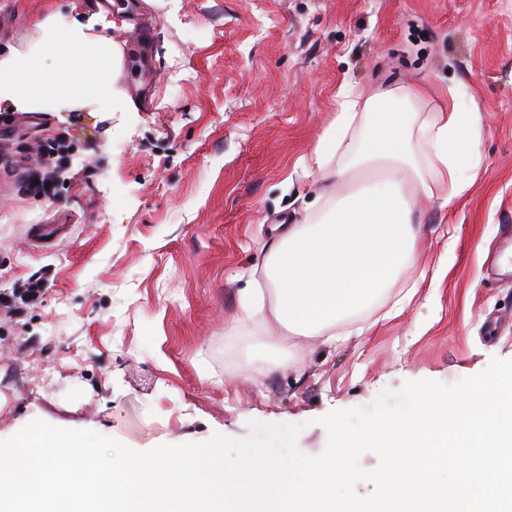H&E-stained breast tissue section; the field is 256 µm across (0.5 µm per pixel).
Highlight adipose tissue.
<instances>
[{
	"label": "adipose tissue",
	"mask_w": 512,
	"mask_h": 512,
	"mask_svg": "<svg viewBox=\"0 0 512 512\" xmlns=\"http://www.w3.org/2000/svg\"><path fill=\"white\" fill-rule=\"evenodd\" d=\"M37 26L42 38L34 48L0 57V103L38 111L52 102L64 111L95 101L134 111L112 83L114 44L93 33L110 28L105 15L62 26L49 14ZM338 96L334 123L301 160L324 183L330 206L316 223L290 225L264 266L274 314L298 336L350 322L414 264L423 230L413 193L438 198L445 208L471 186L463 170L481 126L478 105L463 109L449 97L433 123L416 133L412 114L419 89H391L365 100L346 83ZM363 112L370 119L356 139L350 130ZM416 137L432 156L429 166L415 155Z\"/></svg>",
	"instance_id": "ef3b65f1"
}]
</instances>
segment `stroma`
I'll return each mask as SVG.
<instances>
[{"instance_id":"stroma-1","label":"stroma","mask_w":512,"mask_h":512,"mask_svg":"<svg viewBox=\"0 0 512 512\" xmlns=\"http://www.w3.org/2000/svg\"><path fill=\"white\" fill-rule=\"evenodd\" d=\"M119 41L153 25L152 98L134 112L90 103L16 113L13 138L38 162L59 131L71 166L55 196L0 171V292L43 276L35 304L0 306V440L40 419L131 449L302 425L370 406L386 389L445 385L512 360V278L486 258L512 225V0H111ZM86 0H0V57L41 36L35 22L89 13ZM363 96L418 85L417 123L456 90L477 103L472 186L446 208L414 198L416 264L355 316L344 344L294 336L267 316L242 323L280 224H311L323 185L299 165L336 117L343 82ZM37 224H60L55 238ZM402 313L385 312L410 286ZM292 364H285V355Z\"/></svg>"}]
</instances>
